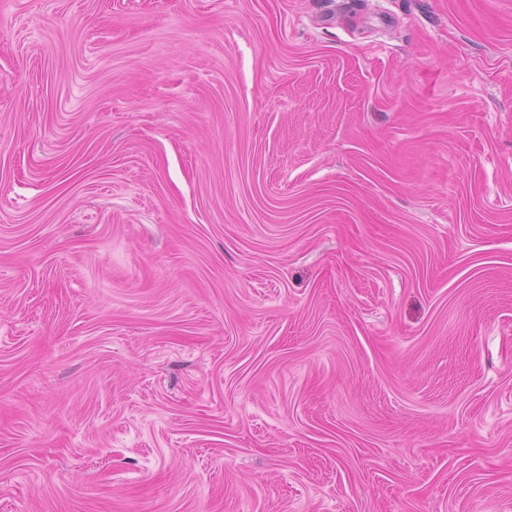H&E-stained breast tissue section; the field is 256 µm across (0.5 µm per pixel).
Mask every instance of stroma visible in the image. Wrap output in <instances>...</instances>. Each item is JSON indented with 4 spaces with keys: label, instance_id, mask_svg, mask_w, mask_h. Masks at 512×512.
Segmentation results:
<instances>
[{
    "label": "stroma",
    "instance_id": "stroma-1",
    "mask_svg": "<svg viewBox=\"0 0 512 512\" xmlns=\"http://www.w3.org/2000/svg\"><path fill=\"white\" fill-rule=\"evenodd\" d=\"M0 512H512V0H0Z\"/></svg>",
    "mask_w": 512,
    "mask_h": 512
}]
</instances>
